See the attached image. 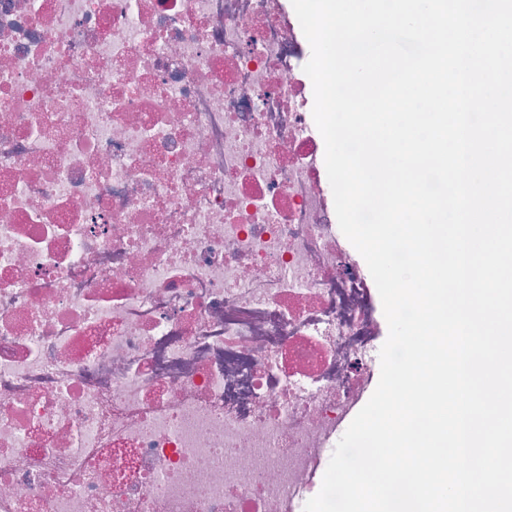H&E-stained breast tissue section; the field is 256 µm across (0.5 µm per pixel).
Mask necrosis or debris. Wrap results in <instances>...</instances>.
Returning <instances> with one entry per match:
<instances>
[{"label": "necrosis or debris", "mask_w": 512, "mask_h": 512, "mask_svg": "<svg viewBox=\"0 0 512 512\" xmlns=\"http://www.w3.org/2000/svg\"><path fill=\"white\" fill-rule=\"evenodd\" d=\"M284 0H0V512H303L366 399Z\"/></svg>", "instance_id": "necrosis-or-debris-1"}]
</instances>
